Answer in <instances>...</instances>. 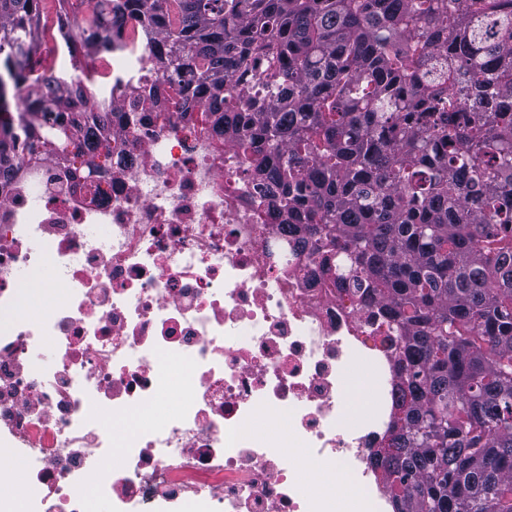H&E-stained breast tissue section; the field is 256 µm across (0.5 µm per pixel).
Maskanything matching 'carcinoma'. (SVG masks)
Returning a JSON list of instances; mask_svg holds the SVG:
<instances>
[{
    "mask_svg": "<svg viewBox=\"0 0 512 512\" xmlns=\"http://www.w3.org/2000/svg\"><path fill=\"white\" fill-rule=\"evenodd\" d=\"M41 2L0 0V183L21 139L112 151V99L39 68ZM127 19L184 110H223L281 231L375 305L393 512H512V0H96L65 47L108 53Z\"/></svg>",
    "mask_w": 512,
    "mask_h": 512,
    "instance_id": "1",
    "label": "carcinoma"
}]
</instances>
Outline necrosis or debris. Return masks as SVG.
I'll return each mask as SVG.
<instances>
[{"label": "necrosis or debris", "mask_w": 512, "mask_h": 512, "mask_svg": "<svg viewBox=\"0 0 512 512\" xmlns=\"http://www.w3.org/2000/svg\"><path fill=\"white\" fill-rule=\"evenodd\" d=\"M112 43L111 155L22 145L0 185V447L22 462L0 464V512H89L90 486L106 512H385L386 329L278 233L216 116L180 115L154 42L130 22ZM358 362L377 383L355 419ZM265 408L283 425L253 431Z\"/></svg>", "instance_id": "1"}]
</instances>
